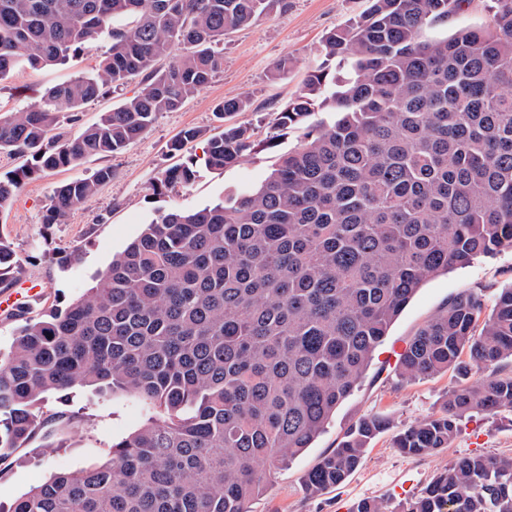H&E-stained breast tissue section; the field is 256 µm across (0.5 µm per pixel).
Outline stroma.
<instances>
[{
    "label": "stroma",
    "mask_w": 512,
    "mask_h": 512,
    "mask_svg": "<svg viewBox=\"0 0 512 512\" xmlns=\"http://www.w3.org/2000/svg\"><path fill=\"white\" fill-rule=\"evenodd\" d=\"M367 6L368 0H288L287 9L262 16L226 36L223 70L179 110L159 114L141 139L111 157L93 156L78 167L49 171L25 181L10 207L0 211V236L12 244L21 261L20 279L36 282L44 292L36 314L66 305L90 288L95 275L162 211L173 206L203 207L220 201L228 192L260 185L279 153L293 148L301 135L294 128L275 130L277 113L321 66L319 49L326 34L362 14ZM111 46V38L103 35L66 64L17 69L0 80V113L31 107L49 88L95 68ZM283 60L288 63L287 72L275 75L276 65ZM238 96L249 97L251 106L234 114L233 122L253 128L259 140L276 135V148L224 170L199 168L189 188L152 195L154 179L178 158L202 155L206 137L219 125L215 105ZM187 128L201 131L202 136L187 144L180 157H173L169 146ZM105 165L115 172L111 182L100 186L66 223L44 224L43 215L56 186L87 177ZM54 253H74L78 259L61 266L51 262ZM511 285V251L477 258L469 266L427 281L377 348L361 385L339 407L313 447L275 471L267 493L251 504V512H348L360 499L399 500L418 494L457 458L512 455L509 410L492 417L463 419L458 436L433 454L406 455L393 446L399 430L440 410L448 389L457 381L452 373L400 380L394 373L397 349L405 347L423 323L458 292L481 288L491 295ZM43 410L72 418L67 445L43 454L28 448L15 452L12 463L0 472V507L5 510L52 474L80 470L104 459L111 443L136 430L144 417L142 406L129 397L101 398L86 389L49 396ZM371 414L387 416L389 430L372 441L361 465L344 484L318 496L309 495L305 474L337 447L352 424Z\"/></svg>",
    "instance_id": "stroma-1"
}]
</instances>
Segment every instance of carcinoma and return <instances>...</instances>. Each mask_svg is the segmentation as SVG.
Instances as JSON below:
<instances>
[{
    "label": "carcinoma",
    "instance_id": "obj_1",
    "mask_svg": "<svg viewBox=\"0 0 512 512\" xmlns=\"http://www.w3.org/2000/svg\"><path fill=\"white\" fill-rule=\"evenodd\" d=\"M329 32L313 72L277 114L304 126L260 186L199 209L159 214L94 285L36 319L18 311L0 357V466L69 426L43 417L47 396L120 393L147 412L106 459L57 472L9 512H250L271 475L302 454L359 387L376 348L427 281L480 256L512 251V0H484L485 26L432 34L473 0H370ZM287 0H0V79L61 64L106 33L98 67L0 115V151L25 158L0 176V211L24 181L108 158L179 109L223 69L218 45ZM128 18L131 24L114 25ZM181 53L174 54L175 50ZM173 57L166 68L162 57ZM140 78L137 93L75 137L82 106ZM249 99L218 103L217 118ZM317 112L332 120H306ZM201 132L170 144L181 153ZM275 147L241 124L210 135L203 161L229 168ZM197 160L166 169L163 196L192 185ZM110 166L57 186L43 222L68 215L112 180ZM0 237V282L18 272ZM512 287L487 304L457 293L407 343V381L453 372L439 412L399 431L424 455L470 413L512 410ZM387 417L359 419L304 478L320 495L342 485ZM350 512H512V457L464 456L404 501L362 499Z\"/></svg>",
    "mask_w": 512,
    "mask_h": 512
}]
</instances>
